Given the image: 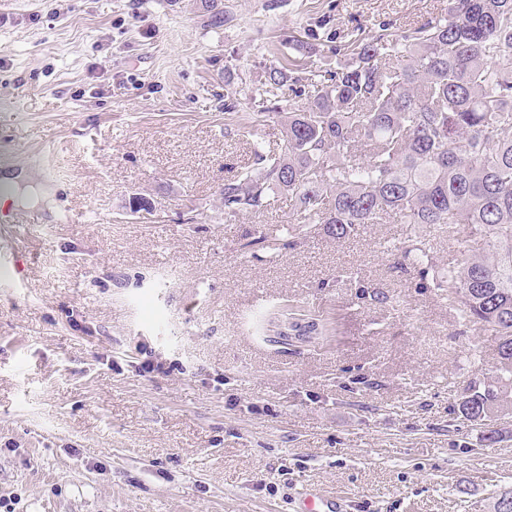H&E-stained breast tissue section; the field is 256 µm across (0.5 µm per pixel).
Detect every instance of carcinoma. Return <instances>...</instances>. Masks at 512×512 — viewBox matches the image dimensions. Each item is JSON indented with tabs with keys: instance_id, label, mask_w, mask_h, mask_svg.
<instances>
[{
	"instance_id": "1",
	"label": "carcinoma",
	"mask_w": 512,
	"mask_h": 512,
	"mask_svg": "<svg viewBox=\"0 0 512 512\" xmlns=\"http://www.w3.org/2000/svg\"><path fill=\"white\" fill-rule=\"evenodd\" d=\"M341 52L334 68L270 69L251 120L267 122L268 102L291 92L281 152L254 147L257 167L221 189L224 211L257 212L277 191L299 235L321 224L346 239L387 218L470 227L471 254L436 286L497 339L501 374L470 383L460 406L485 422L512 391V0H450L444 19ZM284 324L310 341L327 332L276 315L260 330L280 336Z\"/></svg>"
}]
</instances>
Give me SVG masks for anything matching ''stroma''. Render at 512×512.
I'll return each mask as SVG.
<instances>
[{
	"label": "stroma",
	"instance_id": "obj_1",
	"mask_svg": "<svg viewBox=\"0 0 512 512\" xmlns=\"http://www.w3.org/2000/svg\"><path fill=\"white\" fill-rule=\"evenodd\" d=\"M447 9L224 0L216 27L204 0H0V171L31 175L16 212L39 221L0 224L14 512H300L311 491L343 512H493L512 489V407L483 427L459 405L497 375V342L399 266L413 240L434 270L461 263L467 228L387 221L292 248L284 196L232 217L219 195L256 143L282 140L277 120L247 119L271 67ZM289 303L331 333L259 335ZM142 345L167 373L142 371Z\"/></svg>",
	"mask_w": 512,
	"mask_h": 512
}]
</instances>
